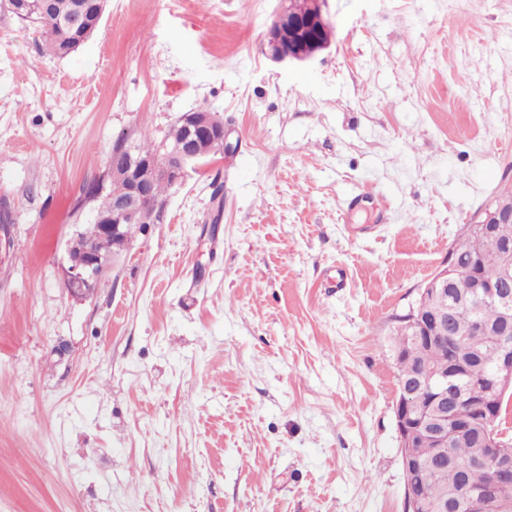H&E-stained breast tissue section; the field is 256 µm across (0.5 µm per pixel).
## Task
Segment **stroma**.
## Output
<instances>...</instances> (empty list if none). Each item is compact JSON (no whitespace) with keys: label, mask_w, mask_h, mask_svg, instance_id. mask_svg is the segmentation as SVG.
<instances>
[{"label":"stroma","mask_w":512,"mask_h":512,"mask_svg":"<svg viewBox=\"0 0 512 512\" xmlns=\"http://www.w3.org/2000/svg\"><path fill=\"white\" fill-rule=\"evenodd\" d=\"M287 5L107 0L63 58L0 11V512H404L394 318L512 186V0H326L284 66ZM202 107L228 152L71 297L117 139ZM324 2L306 0L302 13H295L289 7L280 11L267 30L265 55L278 64L304 63L328 48L334 37V29L324 13ZM287 20L288 36L282 28ZM302 27H306L311 35L306 40L299 36L302 30L298 31V28Z\"/></svg>","instance_id":"1"}]
</instances>
